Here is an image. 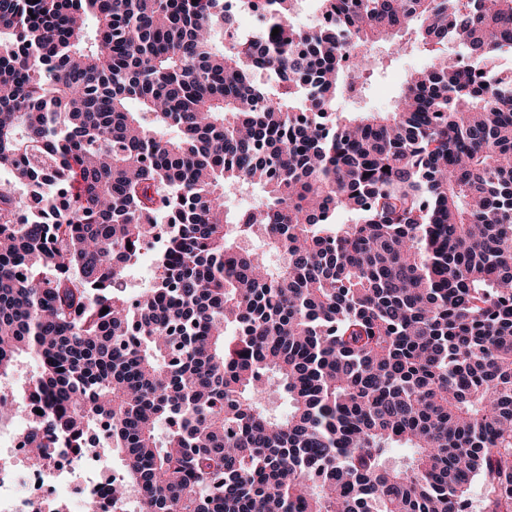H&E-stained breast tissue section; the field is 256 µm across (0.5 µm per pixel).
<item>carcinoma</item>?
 <instances>
[{"instance_id":"obj_1","label":"carcinoma","mask_w":512,"mask_h":512,"mask_svg":"<svg viewBox=\"0 0 512 512\" xmlns=\"http://www.w3.org/2000/svg\"><path fill=\"white\" fill-rule=\"evenodd\" d=\"M297 2L243 0L242 43L220 0H0L28 460L103 425L112 512H468L476 483L512 512V0H319L308 29ZM395 35L430 65L335 111Z\"/></svg>"}]
</instances>
